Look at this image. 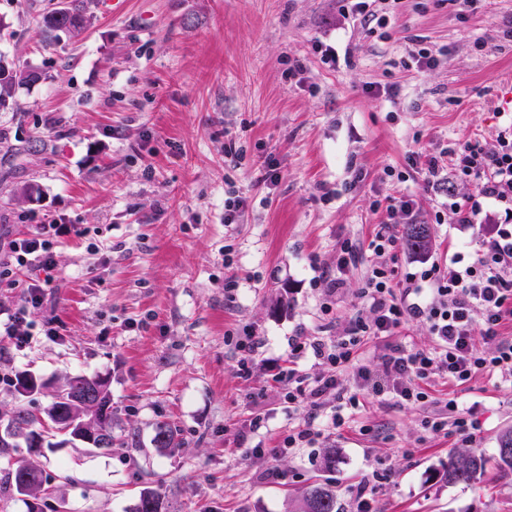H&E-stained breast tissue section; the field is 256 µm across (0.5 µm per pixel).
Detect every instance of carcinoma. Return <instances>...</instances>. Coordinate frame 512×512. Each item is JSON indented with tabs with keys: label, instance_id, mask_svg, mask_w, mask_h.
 Masks as SVG:
<instances>
[{
	"label": "carcinoma",
	"instance_id": "1",
	"mask_svg": "<svg viewBox=\"0 0 512 512\" xmlns=\"http://www.w3.org/2000/svg\"><path fill=\"white\" fill-rule=\"evenodd\" d=\"M86 3L87 0H67L62 7L42 16V30L56 37L68 32L67 21L71 17L82 15ZM40 78L41 74L35 70H15L9 67L0 56V108L9 105L16 86L35 83ZM403 239L409 250L421 253L428 248V229L424 224H407L403 230ZM14 387L23 396L41 391L44 385L37 384L32 375L21 372L16 377ZM81 414L83 410L80 406L60 399L57 394L42 416L25 408H18L13 411L4 428L0 429V453L7 454L22 443L30 451L37 440L41 442V447L52 448L54 443L49 437L52 436L53 429ZM114 418L112 394L108 389L93 411L90 422L94 424L96 433L85 447L92 451H110L116 446L125 447V442L114 435ZM153 441L162 449L176 448L179 445V430L173 424L161 421L156 424ZM488 475L494 481L512 483V427L501 431L496 453L490 458L474 450L453 452L448 456V467L444 476L450 484L471 485ZM43 481L42 470L31 462L19 464L5 471L4 475L5 489L27 501L29 512H41L36 500L42 491ZM165 504L166 495L161 486L147 487L140 492L135 512H165ZM304 506V512H340L336 489L328 482L310 486L304 495Z\"/></svg>",
	"mask_w": 512,
	"mask_h": 512
}]
</instances>
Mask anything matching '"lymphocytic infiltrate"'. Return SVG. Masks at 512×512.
I'll return each mask as SVG.
<instances>
[{
    "instance_id": "f902f5d3",
    "label": "lymphocytic infiltrate",
    "mask_w": 512,
    "mask_h": 512,
    "mask_svg": "<svg viewBox=\"0 0 512 512\" xmlns=\"http://www.w3.org/2000/svg\"><path fill=\"white\" fill-rule=\"evenodd\" d=\"M497 142V149L492 151L476 143L454 142L436 154L413 153L409 164L425 172L428 186H436L450 174L475 181L476 195L468 205L456 209V223H478L483 200L492 199L504 204L505 225L483 241L471 260L456 253L444 269L436 263H420L399 293L392 285L393 270L373 268L360 290L367 313L355 317L346 336L330 344L302 339L292 344V354L312 352L325 372L310 380L293 368L280 370L276 380L288 404H315L327 390L341 387L339 373L352 364L362 343L372 337L397 335L408 317L426 324L435 345L415 351L398 344L390 346L377 373L360 374L374 395L412 403L426 398L423 385L434 379L458 385L479 373H512V336L504 332L512 317V130L499 131ZM70 233L78 236L82 230L75 224L50 221L32 225L26 236L0 245V288L21 291L18 304L6 309V319L0 324V331L14 348L29 343L31 334L25 324L31 310L43 303V281L23 279L20 273L29 269L51 273L56 267V244ZM427 288L436 294V302L421 301ZM477 335L489 346V353L476 350L473 338ZM261 423V417H254L248 428L238 432L236 443L263 461L291 448L310 447L321 434L320 427L308 424L289 429L275 447L250 445L249 436Z\"/></svg>"
}]
</instances>
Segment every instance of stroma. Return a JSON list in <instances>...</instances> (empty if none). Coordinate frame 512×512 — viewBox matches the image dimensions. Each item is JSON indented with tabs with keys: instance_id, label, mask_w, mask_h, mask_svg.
I'll return each mask as SVG.
<instances>
[{
	"instance_id": "obj_1",
	"label": "stroma",
	"mask_w": 512,
	"mask_h": 512,
	"mask_svg": "<svg viewBox=\"0 0 512 512\" xmlns=\"http://www.w3.org/2000/svg\"><path fill=\"white\" fill-rule=\"evenodd\" d=\"M57 2L0 0V55L41 75L0 110V240L48 217L85 234L57 247L27 348L0 340V375L46 383L28 398L0 389V423L18 406L42 413L64 377L99 374L126 445L21 448L0 457V472L35 461L49 479L44 512H134L157 485L170 512H300L322 478L341 512H354L363 481L372 512H512L511 483L441 478L450 453L494 454L512 426V382L436 380L426 400L401 405L359 390L348 370L341 380L361 405L336 429L335 391L322 410L291 407L274 379L288 366L322 374L288 344L342 336L372 268H394L398 282L413 273L407 249L368 247L385 218L379 203L412 196L441 263L487 238L486 225L454 221L474 183L428 188L408 157L452 142L493 150L512 125V0L464 14L453 0H400L383 38L342 17L337 0H124L115 14L92 0L81 32L50 44L40 18ZM319 42L336 46V65L322 62ZM416 45L438 66L403 69ZM236 196L246 207L225 223ZM346 241L356 261L331 298L323 274ZM51 316L57 340L41 333ZM246 328L259 345L244 378L235 342ZM451 399L475 420L473 438L426 428ZM257 413L266 420L252 441L268 448L308 422L324 435L273 460L272 477L234 444ZM160 421L180 429V448L155 447Z\"/></svg>"
}]
</instances>
